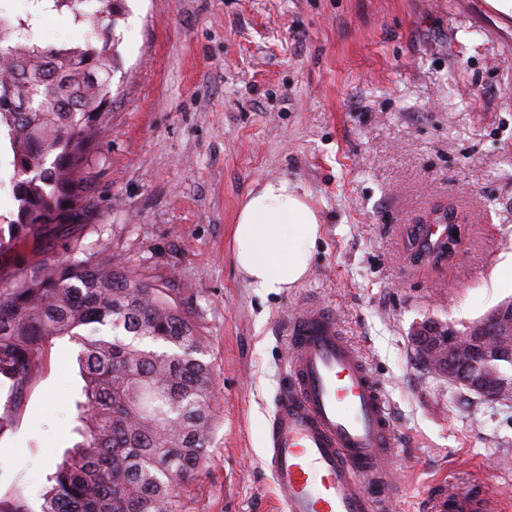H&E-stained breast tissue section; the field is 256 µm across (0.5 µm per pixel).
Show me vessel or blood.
<instances>
[{
	"label": "vessel or blood",
	"instance_id": "1",
	"mask_svg": "<svg viewBox=\"0 0 512 512\" xmlns=\"http://www.w3.org/2000/svg\"><path fill=\"white\" fill-rule=\"evenodd\" d=\"M264 462L283 512H390L401 480L399 433L384 391L331 310L290 322L284 383ZM470 492L434 491L426 512H495Z\"/></svg>",
	"mask_w": 512,
	"mask_h": 512
}]
</instances>
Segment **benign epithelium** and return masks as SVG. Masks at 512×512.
<instances>
[{
  "instance_id": "1",
  "label": "benign epithelium",
  "mask_w": 512,
  "mask_h": 512,
  "mask_svg": "<svg viewBox=\"0 0 512 512\" xmlns=\"http://www.w3.org/2000/svg\"><path fill=\"white\" fill-rule=\"evenodd\" d=\"M459 232L457 227L443 238L447 261L457 257ZM414 343L423 363L451 385L484 401L512 399V377L502 373L505 361H512V306L491 311L468 335L439 324L433 336L416 331Z\"/></svg>"
}]
</instances>
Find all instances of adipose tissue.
<instances>
[{"mask_svg":"<svg viewBox=\"0 0 512 512\" xmlns=\"http://www.w3.org/2000/svg\"><path fill=\"white\" fill-rule=\"evenodd\" d=\"M321 237V219L288 179L267 181L240 206L233 230L238 270L261 296L299 285Z\"/></svg>","mask_w":512,"mask_h":512,"instance_id":"adipose-tissue-1","label":"adipose tissue"}]
</instances>
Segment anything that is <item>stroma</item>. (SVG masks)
Instances as JSON below:
<instances>
[{
	"mask_svg": "<svg viewBox=\"0 0 512 512\" xmlns=\"http://www.w3.org/2000/svg\"><path fill=\"white\" fill-rule=\"evenodd\" d=\"M109 130L90 165L94 211L73 237L176 291L215 374L210 460L182 512H279L264 448L291 318L331 309L382 385L400 434L402 496L478 490L512 512V401L486 402L423 367L413 334L464 329L512 300V16L490 0H127ZM288 179L318 212L309 273L259 296L238 271L242 200ZM466 241L452 266L414 255L435 210ZM82 381L59 339L0 438V488L37 496L73 443Z\"/></svg>",
	"mask_w": 512,
	"mask_h": 512,
	"instance_id": "35a3bbf8",
	"label": "stroma"
}]
</instances>
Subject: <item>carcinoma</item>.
I'll return each mask as SVG.
<instances>
[{"label": "carcinoma", "instance_id": "1", "mask_svg": "<svg viewBox=\"0 0 512 512\" xmlns=\"http://www.w3.org/2000/svg\"><path fill=\"white\" fill-rule=\"evenodd\" d=\"M0 6V70L26 104L0 99V136L12 153L14 210L0 214V257L74 224L94 207L90 162L111 112L115 28L125 0H28ZM42 11L87 23L81 44L44 43ZM77 347L81 437L32 505L23 487L0 492V512H181V491L209 458L215 377L192 313L155 284L76 243L65 256L0 262V438L56 339Z\"/></svg>", "mask_w": 512, "mask_h": 512}]
</instances>
